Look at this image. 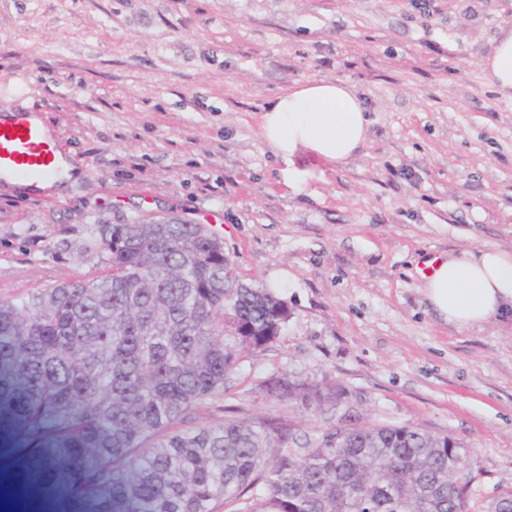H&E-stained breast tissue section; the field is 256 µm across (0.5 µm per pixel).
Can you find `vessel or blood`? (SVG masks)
Wrapping results in <instances>:
<instances>
[{"label":"vessel or blood","instance_id":"obj_1","mask_svg":"<svg viewBox=\"0 0 512 512\" xmlns=\"http://www.w3.org/2000/svg\"><path fill=\"white\" fill-rule=\"evenodd\" d=\"M60 147L43 127L24 117L11 123L0 121V172L39 183L52 178L57 170Z\"/></svg>","mask_w":512,"mask_h":512}]
</instances>
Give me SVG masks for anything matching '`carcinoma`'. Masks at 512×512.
Listing matches in <instances>:
<instances>
[{
    "instance_id": "obj_1",
    "label": "carcinoma",
    "mask_w": 512,
    "mask_h": 512,
    "mask_svg": "<svg viewBox=\"0 0 512 512\" xmlns=\"http://www.w3.org/2000/svg\"><path fill=\"white\" fill-rule=\"evenodd\" d=\"M107 273L0 299V407L94 494L97 512H470V461L449 434L408 424L328 428L296 452L293 425L261 416L175 430L224 396L239 343L228 308L262 349L282 328L268 288L233 266L205 226L102 224ZM323 409L345 390L301 378L267 385ZM261 493L251 495L258 483Z\"/></svg>"
}]
</instances>
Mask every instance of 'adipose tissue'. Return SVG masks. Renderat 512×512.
<instances>
[{
    "mask_svg": "<svg viewBox=\"0 0 512 512\" xmlns=\"http://www.w3.org/2000/svg\"><path fill=\"white\" fill-rule=\"evenodd\" d=\"M482 68L489 83L512 96V29L499 35ZM367 126L363 102L349 85L309 80L263 107L260 133L282 158L304 148L339 163L364 142ZM424 294L439 317L460 329L512 311V250L485 247L439 259Z\"/></svg>",
    "mask_w": 512,
    "mask_h": 512,
    "instance_id": "obj_1",
    "label": "adipose tissue"
}]
</instances>
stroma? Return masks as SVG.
I'll list each match as a JSON object with an SVG mask.
<instances>
[{"label": "stroma", "instance_id": "35a3bbf8", "mask_svg": "<svg viewBox=\"0 0 512 512\" xmlns=\"http://www.w3.org/2000/svg\"><path fill=\"white\" fill-rule=\"evenodd\" d=\"M512 0H0V101L42 116L82 175L63 197L0 184V299L105 269L101 224L214 223L241 277L291 316L242 352L191 427L282 415L309 446L352 417L450 434L471 458V512L512 487V321L460 329L421 264L512 249V99L483 60ZM308 80L362 100L366 139L331 164L276 157L260 110ZM283 375L336 383L339 409L269 398ZM0 415V502L95 512Z\"/></svg>", "mask_w": 512, "mask_h": 512}]
</instances>
